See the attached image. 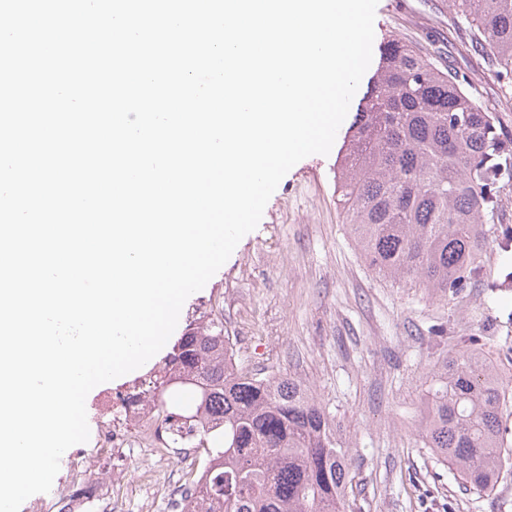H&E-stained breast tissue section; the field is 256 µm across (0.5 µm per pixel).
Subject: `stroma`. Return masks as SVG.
<instances>
[{
  "label": "stroma",
  "instance_id": "stroma-1",
  "mask_svg": "<svg viewBox=\"0 0 512 512\" xmlns=\"http://www.w3.org/2000/svg\"><path fill=\"white\" fill-rule=\"evenodd\" d=\"M400 39L439 52L464 75L488 108L504 100L495 67L454 21L448 0H378L373 54ZM337 151L298 162L269 199L257 228L245 235L206 286L188 297L175 329L221 320L240 362L258 373L303 378L340 425L353 459V491L362 512H512V477L489 494L466 489L421 448L415 436L428 368L444 345L475 333L488 308L490 333L512 346V288L490 294L478 284L454 301L421 288L391 284L367 267L336 204ZM443 325V342L430 336ZM152 360L87 396L91 433L112 424V393L152 379ZM145 455L86 442L69 448L50 492L28 498L20 512H51L54 496L75 478L106 481L121 473L132 491L123 512H175L192 480L182 451L160 463L168 487L149 484Z\"/></svg>",
  "mask_w": 512,
  "mask_h": 512
}]
</instances>
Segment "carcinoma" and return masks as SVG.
I'll return each instance as SVG.
<instances>
[{
	"label": "carcinoma",
	"instance_id": "1",
	"mask_svg": "<svg viewBox=\"0 0 512 512\" xmlns=\"http://www.w3.org/2000/svg\"><path fill=\"white\" fill-rule=\"evenodd\" d=\"M512 92V0H448ZM467 78L411 43L384 45L354 110L336 171L345 224L382 280L451 299L487 277L483 254L512 193V138ZM224 326L189 328L146 389L150 408L193 409L211 422L207 457L222 465L196 512H361L338 425L310 384L259 377L227 357ZM491 336H467L427 374L416 436L478 493L512 475L503 418L512 387Z\"/></svg>",
	"mask_w": 512,
	"mask_h": 512
}]
</instances>
